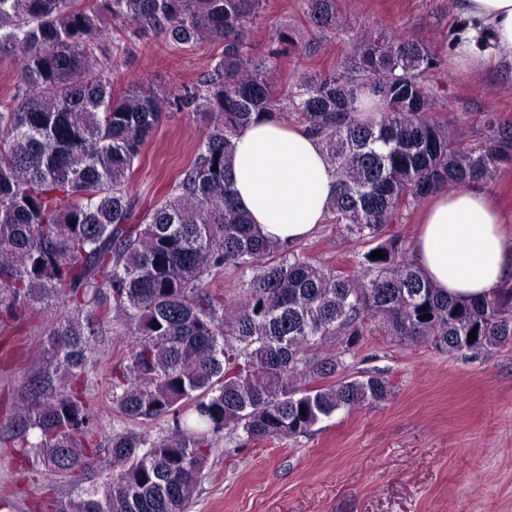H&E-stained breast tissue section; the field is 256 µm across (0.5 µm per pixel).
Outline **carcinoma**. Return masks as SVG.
Instances as JSON below:
<instances>
[{
	"label": "carcinoma",
	"instance_id": "obj_1",
	"mask_svg": "<svg viewBox=\"0 0 512 512\" xmlns=\"http://www.w3.org/2000/svg\"><path fill=\"white\" fill-rule=\"evenodd\" d=\"M100 4L97 13L79 0H0V54L16 61L12 94L0 100V323L41 314L49 336L9 440L62 477L108 462L100 485L54 512H188L219 435L296 437L338 410L386 400L379 373L336 378L373 329L451 354L512 343V281L450 299L389 233L432 190L512 165L511 123L489 118L473 147L433 117L425 75L438 63L426 44L365 33L343 70L280 87L295 45L288 32L266 57L248 51L262 0ZM307 7L314 27L340 26L335 0ZM119 33L224 50L190 85L117 94ZM173 107L203 118L197 153L142 210L131 179ZM260 115L320 139L338 179L326 223L366 247L352 270L265 239L238 204L233 139ZM376 250L384 258L370 257ZM228 266L239 291L210 288ZM60 300L68 309L55 313ZM114 332L129 352L112 369L113 407L131 422L172 417L161 436L119 428L92 442L96 416L74 385L96 340ZM332 342L336 352L323 351Z\"/></svg>",
	"mask_w": 512,
	"mask_h": 512
}]
</instances>
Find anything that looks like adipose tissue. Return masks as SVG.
<instances>
[{"label": "adipose tissue", "mask_w": 512, "mask_h": 512, "mask_svg": "<svg viewBox=\"0 0 512 512\" xmlns=\"http://www.w3.org/2000/svg\"><path fill=\"white\" fill-rule=\"evenodd\" d=\"M455 6L488 36L463 46L460 56L475 67L491 60L512 73V0H455ZM230 177L259 232L283 244L313 235L337 191L319 140L267 117L238 130ZM427 201L413 257L437 288L477 298L512 276V229L487 188L473 181L451 192L436 190Z\"/></svg>", "instance_id": "1"}]
</instances>
